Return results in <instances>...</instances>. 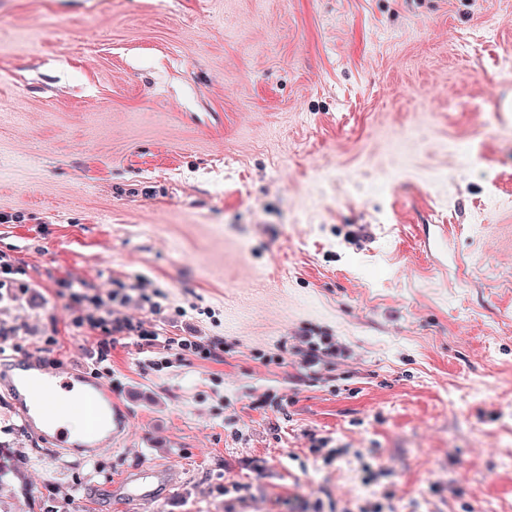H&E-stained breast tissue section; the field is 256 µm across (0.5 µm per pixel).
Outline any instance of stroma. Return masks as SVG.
I'll return each mask as SVG.
<instances>
[{
	"instance_id": "35a3bbf8",
	"label": "stroma",
	"mask_w": 512,
	"mask_h": 512,
	"mask_svg": "<svg viewBox=\"0 0 512 512\" xmlns=\"http://www.w3.org/2000/svg\"><path fill=\"white\" fill-rule=\"evenodd\" d=\"M1 214L0 355L130 429L60 454L0 387V512H512V0H0ZM95 309L97 312L106 316H96L95 314L87 316L86 322L89 325L97 328L98 325L103 323H111V330L113 333L130 336H146L145 333L141 330V326L139 324H134L133 322L127 320H112V308L106 302H103L102 300L96 301ZM306 349L302 351L301 363L309 371L317 369L329 363L333 359L342 357L346 349L331 337H319L314 340L312 336H305ZM170 470L155 467H141L133 470L110 487V490L130 501L132 504H141L145 501H157L159 492L169 493L177 485Z\"/></svg>"
}]
</instances>
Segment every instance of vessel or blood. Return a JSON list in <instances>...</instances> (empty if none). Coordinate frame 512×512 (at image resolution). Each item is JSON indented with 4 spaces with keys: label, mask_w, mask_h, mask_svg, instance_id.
Returning <instances> with one entry per match:
<instances>
[{
    "label": "vessel or blood",
    "mask_w": 512,
    "mask_h": 512,
    "mask_svg": "<svg viewBox=\"0 0 512 512\" xmlns=\"http://www.w3.org/2000/svg\"><path fill=\"white\" fill-rule=\"evenodd\" d=\"M43 360L37 356L12 357L0 361V380L13 392V401L30 433L59 450L82 449L86 459H95L105 448L122 440L128 429L123 405L113 403L110 387L90 378L73 366H66L58 379L45 376ZM80 392L90 426L82 437H71L57 423L60 409L68 407L72 392ZM176 480L171 471L141 467L126 474L112 487L113 493L134 504L155 501L160 490H173Z\"/></svg>",
    "instance_id": "vessel-or-blood-1"
}]
</instances>
